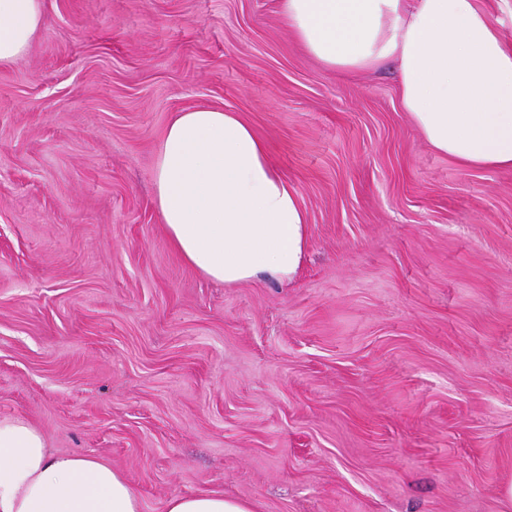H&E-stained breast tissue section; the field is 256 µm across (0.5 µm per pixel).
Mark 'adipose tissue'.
<instances>
[{
  "instance_id": "ef3b65f1",
  "label": "adipose tissue",
  "mask_w": 512,
  "mask_h": 512,
  "mask_svg": "<svg viewBox=\"0 0 512 512\" xmlns=\"http://www.w3.org/2000/svg\"><path fill=\"white\" fill-rule=\"evenodd\" d=\"M305 52L336 73L394 63L405 112L432 149L464 167L512 169V43L476 0H279ZM44 0H0V68L31 47ZM171 247L227 285L292 280L307 217L238 113L200 106L169 123L153 170ZM0 512H142L107 462L50 452L27 419L0 417ZM165 512H251L220 493L170 498Z\"/></svg>"
}]
</instances>
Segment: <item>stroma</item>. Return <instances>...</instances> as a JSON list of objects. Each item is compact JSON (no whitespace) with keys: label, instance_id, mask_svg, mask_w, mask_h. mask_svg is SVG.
Returning <instances> with one entry per match:
<instances>
[{"label":"stroma","instance_id":"35a3bbf8","mask_svg":"<svg viewBox=\"0 0 512 512\" xmlns=\"http://www.w3.org/2000/svg\"><path fill=\"white\" fill-rule=\"evenodd\" d=\"M0 69V417L142 512H512V169L434 151L395 72L328 71L278 0H44ZM247 121L308 220L292 281L168 245L158 142ZM165 512H251V509L243 500L212 492L172 497L166 502Z\"/></svg>","mask_w":512,"mask_h":512}]
</instances>
